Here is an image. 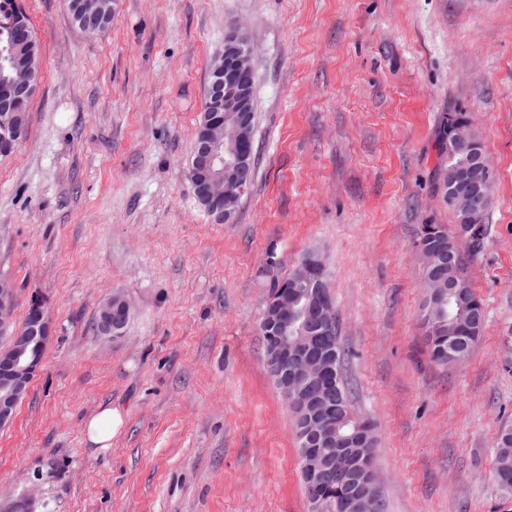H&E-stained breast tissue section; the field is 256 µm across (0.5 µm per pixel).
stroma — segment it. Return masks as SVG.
<instances>
[{"mask_svg": "<svg viewBox=\"0 0 512 512\" xmlns=\"http://www.w3.org/2000/svg\"><path fill=\"white\" fill-rule=\"evenodd\" d=\"M40 40L28 135L0 157V278L53 332L0 428V512H310L293 418L258 319L273 277L324 258L375 425L386 512H512L493 478L512 424V0H115L76 26L26 0ZM252 49L255 179L228 224L188 176L209 67ZM474 120L495 174L480 247L462 241L485 327L431 362L415 242L455 226L438 191L443 114ZM132 305L121 335L99 306ZM123 420L110 448L86 420ZM131 313L130 302L121 294H113L112 298L102 304L98 309L97 328L104 333L112 334V318L115 322ZM131 315V314H130ZM130 315L122 322L120 328L114 333H120L130 319ZM99 320V323H98ZM101 329H100V326Z\"/></svg>", "mask_w": 512, "mask_h": 512, "instance_id": "1", "label": "stroma"}]
</instances>
